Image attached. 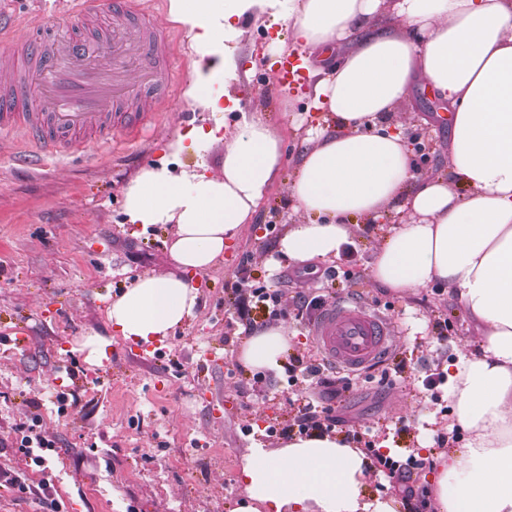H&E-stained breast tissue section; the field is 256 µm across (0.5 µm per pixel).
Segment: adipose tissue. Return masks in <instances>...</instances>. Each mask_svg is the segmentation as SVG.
Instances as JSON below:
<instances>
[{"label": "adipose tissue", "instance_id": "ef3b65f1", "mask_svg": "<svg viewBox=\"0 0 512 512\" xmlns=\"http://www.w3.org/2000/svg\"><path fill=\"white\" fill-rule=\"evenodd\" d=\"M194 56L182 93L210 123L159 138L158 164L124 188V221L174 225V270L140 276L107 321L132 343L163 339L198 304L195 275L212 268L252 223L275 183L308 215L276 243L280 259L339 257L358 219L405 216L377 244L374 286L402 295L450 288L475 338L445 367L448 404L464 435L439 457L430 512H512V0H168ZM279 25L271 53L301 48L306 96L322 121L306 130L293 180L280 182L283 139L268 115L228 128L239 101L240 22ZM418 85L448 108L451 179L417 173L398 108ZM223 143L220 169L205 155ZM192 153L194 166L180 159ZM466 193L455 190V183ZM288 329L256 330L242 363L279 374ZM365 451L343 437L294 436L245 456L237 512H396L366 500Z\"/></svg>", "mask_w": 512, "mask_h": 512}]
</instances>
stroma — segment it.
<instances>
[{"label":"stroma","mask_w":512,"mask_h":512,"mask_svg":"<svg viewBox=\"0 0 512 512\" xmlns=\"http://www.w3.org/2000/svg\"><path fill=\"white\" fill-rule=\"evenodd\" d=\"M240 51L252 64L250 80L235 94L244 111L268 113L284 148L283 178H291L302 134L282 113V87L267 82L273 63L267 47L276 32L242 24ZM429 100L413 92L402 106L432 150L428 170L447 172L448 129L435 122ZM155 118L138 137L115 131L30 169L16 164L12 140L0 139V471L25 478L26 493L0 487V512H235L239 473L249 448L278 447L266 429L292 420L316 401L313 378L267 375L238 359L245 338L226 312V288L263 282L297 295L364 299L397 328L403 373L380 370L353 380L339 408L336 435L366 449L387 445L400 464L437 459L460 430L451 419L444 387L425 380L456 358L472 338L463 307L448 286L433 284L401 296L373 287L370 264L390 224L360 225L339 258L317 262L316 272L288 264L270 271L266 261L288 224L298 221L281 186H274L253 224L224 260L196 278L199 302L192 317L153 346L111 337V298L139 275L171 270V225L148 229L125 223L123 189L156 163L158 138L200 123L181 91L153 102ZM335 278H326V271ZM448 320L447 336L433 324ZM291 336L288 353L319 364L310 320L294 306L279 316ZM110 336L103 363L91 364L75 345L82 336ZM65 396L58 404L57 396ZM51 436L54 448L35 465L18 449L28 431Z\"/></svg>","instance_id":"obj_1"}]
</instances>
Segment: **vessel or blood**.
<instances>
[{"mask_svg":"<svg viewBox=\"0 0 512 512\" xmlns=\"http://www.w3.org/2000/svg\"><path fill=\"white\" fill-rule=\"evenodd\" d=\"M22 27L0 12V43L30 55L25 74L12 62L0 65V139L22 143L15 154L22 165L67 155L75 142L108 141L117 128L140 132L149 114L134 97L173 84L156 66L171 50L170 30L147 0H73L69 18L37 41L16 40ZM30 95L41 111H23ZM311 331L325 363L343 373L362 371L394 349L385 316L353 296L324 305Z\"/></svg>","mask_w":512,"mask_h":512,"instance_id":"vessel-or-blood-1","label":"vessel or blood"}]
</instances>
